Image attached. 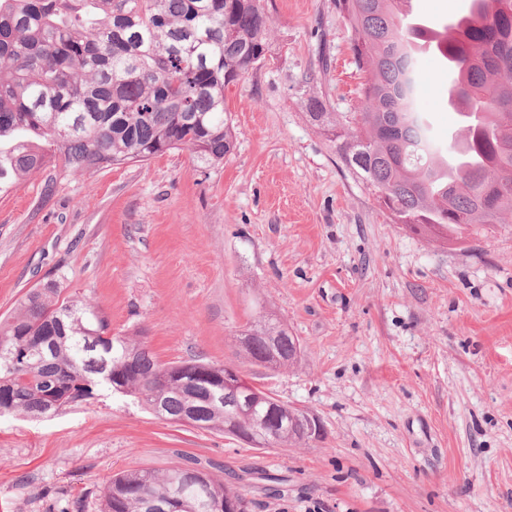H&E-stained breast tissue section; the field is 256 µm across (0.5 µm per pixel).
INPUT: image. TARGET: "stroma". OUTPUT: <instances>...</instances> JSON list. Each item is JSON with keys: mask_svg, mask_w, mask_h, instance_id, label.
<instances>
[{"mask_svg": "<svg viewBox=\"0 0 512 512\" xmlns=\"http://www.w3.org/2000/svg\"><path fill=\"white\" fill-rule=\"evenodd\" d=\"M267 59L224 90L236 147L92 173L43 168L0 195V322L55 283L164 363L203 358L316 416L320 438L255 448L108 392L40 420L0 417V512H99L112 474L182 458L286 476L248 512H512V222L442 246L392 223L307 117L360 107L334 0H265ZM435 137L461 128L448 70L421 57ZM266 311L297 363L252 366L235 338Z\"/></svg>", "mask_w": 512, "mask_h": 512, "instance_id": "stroma-1", "label": "stroma"}]
</instances>
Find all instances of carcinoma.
Wrapping results in <instances>:
<instances>
[{
	"label": "carcinoma",
	"instance_id": "carcinoma-1",
	"mask_svg": "<svg viewBox=\"0 0 512 512\" xmlns=\"http://www.w3.org/2000/svg\"><path fill=\"white\" fill-rule=\"evenodd\" d=\"M351 33L360 111L336 120L325 102L310 120L336 143L352 176L372 187L393 223L431 240L457 238L466 224L512 218V0H471L464 26L453 22L432 51L448 64V101L462 100L466 146L437 143L416 106V48L424 34L406 16V0H335ZM272 24L260 0H0V194L49 159L91 172L145 162L187 149L215 166L235 146L224 117V87L266 58ZM278 329L271 345L270 328ZM51 339L43 350L26 337ZM247 360L268 368L298 361L301 347L279 322L263 316L240 332ZM0 409L50 417L106 388L180 421L195 404L199 427L248 443V422L227 428L214 404L213 381L230 367L195 359L158 361L143 342L112 335L107 319L83 300L64 301L55 285L29 291L18 313L0 323ZM251 391L260 411L271 394ZM294 430L271 448L320 437ZM201 508L247 501L242 487L189 464L162 471L125 470L102 487L101 512H165L175 480Z\"/></svg>",
	"mask_w": 512,
	"mask_h": 512
}]
</instances>
